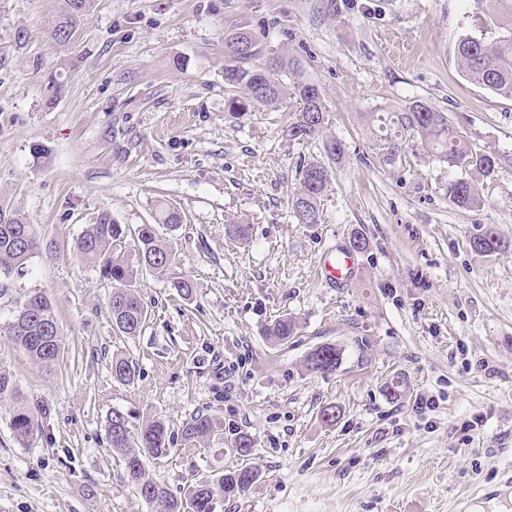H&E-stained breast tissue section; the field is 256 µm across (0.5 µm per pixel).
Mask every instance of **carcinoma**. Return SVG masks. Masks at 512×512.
Listing matches in <instances>:
<instances>
[{
    "label": "carcinoma",
    "mask_w": 512,
    "mask_h": 512,
    "mask_svg": "<svg viewBox=\"0 0 512 512\" xmlns=\"http://www.w3.org/2000/svg\"><path fill=\"white\" fill-rule=\"evenodd\" d=\"M490 19L501 25L505 34L492 43L466 36L456 46V56L465 77L483 85L502 97L512 98V0H480ZM94 0H62V8L47 35L55 43H69L76 30L93 9ZM243 38L241 52L226 54L224 83L230 88L227 110L240 114L255 104L275 106L287 95L299 101V117L288 125V138L308 141L322 135L326 122V107L319 87L305 80L284 85L279 75L283 70L298 71L296 59L283 55L270 58L273 66L263 64L249 67L256 55V42L247 30L229 37ZM401 125L420 135L425 146L437 151L452 166L474 169L485 176L493 174L497 158L491 153L472 151L463 135L450 124L448 118L436 109L415 103L400 117ZM327 160L314 159L299 168L300 187L291 199V210L301 224L320 221L321 197L331 179V166L343 155L341 142L331 139L324 143ZM448 198L459 208L480 205L477 187L466 179L448 184ZM181 223L180 213L168 206L158 205L155 223L140 224L134 228L115 220L89 224L75 241L76 252L85 260L99 266L100 272L112 283L108 308L115 333L124 337L141 334L148 321V309L135 287L137 276L145 271L167 279L181 295L192 294V284L174 270L172 244L162 237L158 227L176 230ZM471 247L480 254L491 255L506 249L505 242L492 229L471 239ZM39 249L38 230L27 223L17 211L0 203V277L21 275ZM29 305L28 317L23 322L9 324L7 339L24 351L39 368L49 370L61 357V342L56 320L49 300L42 294L27 296L21 305ZM297 321L284 315L267 326L264 334L275 345H281L295 334ZM341 361V351L332 344L308 354L306 366L314 372H332ZM110 369L115 382L129 385L134 382L137 369L127 356L112 355ZM9 403V425L15 440L23 447L32 445L41 431L42 418L47 409L38 399L27 400L19 392L12 376L0 370V403ZM221 424L208 414L192 416L182 428V439L189 445L208 442ZM107 442L113 453L125 464L127 477L136 494L156 512H216L224 498L245 494L259 479L255 466H245L230 472L202 473L195 482L182 490H174L154 479L146 470L144 459H160L170 455L174 443L170 432L159 418L146 420L140 426L131 424L129 415L120 409L112 410L104 423ZM229 447L238 455H252L254 440L246 433H238L229 440Z\"/></svg>",
    "instance_id": "1"
}]
</instances>
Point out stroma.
<instances>
[{
    "label": "stroma",
    "instance_id": "obj_1",
    "mask_svg": "<svg viewBox=\"0 0 512 512\" xmlns=\"http://www.w3.org/2000/svg\"><path fill=\"white\" fill-rule=\"evenodd\" d=\"M61 7L0 0V200L44 245L0 299V326L41 293L63 342L49 371L0 342V369L47 408L28 447L0 408V512H150L107 444L115 408L167 422L175 449L147 468L171 488L259 468L217 512H452L498 495L512 512V98L465 80L455 54L463 37L501 34L481 0H95L64 46L46 35ZM242 29L257 43L252 65L292 53L299 72L283 82L320 88L323 139L288 140L290 96L230 116L224 38ZM418 102L498 156L494 173L448 166L403 129L390 151L380 118ZM327 138L344 154L319 223L301 224L289 205L299 166ZM460 178L479 206L449 201ZM162 202L182 217L173 247L193 294L143 273L150 318L119 338L110 283L74 242L105 214L153 223ZM235 222L246 241L229 240ZM489 227L507 248L485 256L470 241ZM356 232L368 242L357 275L332 287L319 260ZM286 314L298 330L272 346L264 329ZM324 344L340 366L308 371ZM117 350L137 365L131 384L112 379ZM331 404L340 415L327 425L318 415ZM198 413L224 431L184 447ZM238 432L254 439L249 457L226 444Z\"/></svg>",
    "mask_w": 512,
    "mask_h": 512
}]
</instances>
